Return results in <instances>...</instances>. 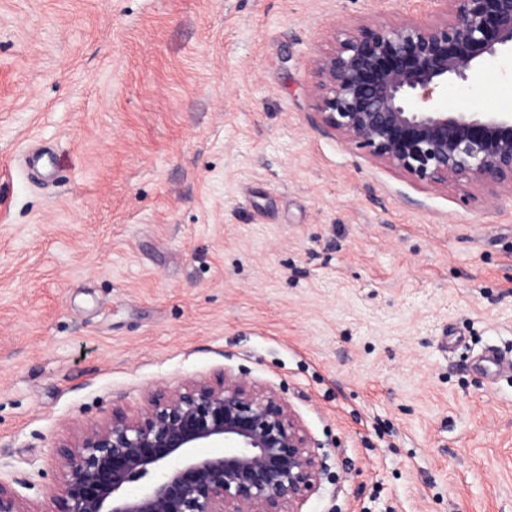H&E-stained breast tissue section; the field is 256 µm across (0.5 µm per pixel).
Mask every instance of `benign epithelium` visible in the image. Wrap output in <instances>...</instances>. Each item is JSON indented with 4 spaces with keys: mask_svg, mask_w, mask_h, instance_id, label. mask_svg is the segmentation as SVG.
I'll use <instances>...</instances> for the list:
<instances>
[{
    "mask_svg": "<svg viewBox=\"0 0 512 512\" xmlns=\"http://www.w3.org/2000/svg\"><path fill=\"white\" fill-rule=\"evenodd\" d=\"M434 2L436 20L362 23L315 59L319 122L417 181L512 196V113L440 102L448 81L512 50V0ZM212 443L224 450L197 452ZM57 454L58 512H302L325 473L288 402L230 369L150 389L137 409L114 405ZM0 512L36 510L0 479Z\"/></svg>",
    "mask_w": 512,
    "mask_h": 512,
    "instance_id": "obj_1",
    "label": "benign epithelium"
}]
</instances>
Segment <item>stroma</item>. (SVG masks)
<instances>
[{"instance_id": "obj_1", "label": "stroma", "mask_w": 512, "mask_h": 512, "mask_svg": "<svg viewBox=\"0 0 512 512\" xmlns=\"http://www.w3.org/2000/svg\"><path fill=\"white\" fill-rule=\"evenodd\" d=\"M433 0H0V479L228 367L319 445L303 512H512V196L325 131L313 60ZM449 109H512V58ZM49 146L59 180L19 163Z\"/></svg>"}]
</instances>
